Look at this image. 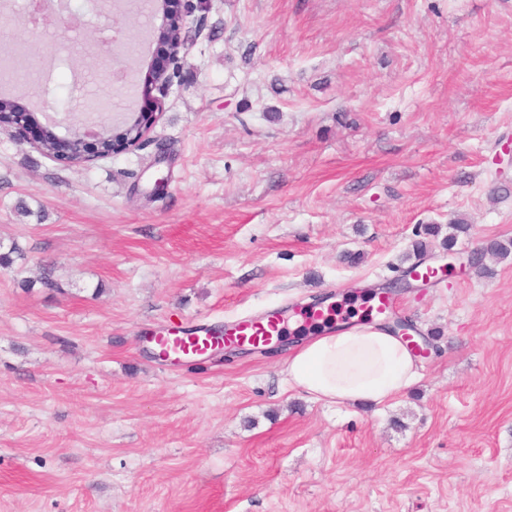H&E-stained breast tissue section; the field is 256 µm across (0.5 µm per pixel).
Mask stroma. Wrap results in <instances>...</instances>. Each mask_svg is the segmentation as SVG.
<instances>
[{
  "mask_svg": "<svg viewBox=\"0 0 512 512\" xmlns=\"http://www.w3.org/2000/svg\"><path fill=\"white\" fill-rule=\"evenodd\" d=\"M186 38L140 150L69 166L0 126V512H512V0H213ZM27 60L42 114L83 110L67 54ZM418 241L422 378L384 404L288 388L295 334L143 342L385 286Z\"/></svg>",
  "mask_w": 512,
  "mask_h": 512,
  "instance_id": "35a3bbf8",
  "label": "stroma"
}]
</instances>
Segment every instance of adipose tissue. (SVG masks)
Segmentation results:
<instances>
[{"mask_svg": "<svg viewBox=\"0 0 512 512\" xmlns=\"http://www.w3.org/2000/svg\"><path fill=\"white\" fill-rule=\"evenodd\" d=\"M285 373L291 388L329 405L381 404L422 377L400 337L366 323L323 328L289 357Z\"/></svg>", "mask_w": 512, "mask_h": 512, "instance_id": "1", "label": "adipose tissue"}]
</instances>
